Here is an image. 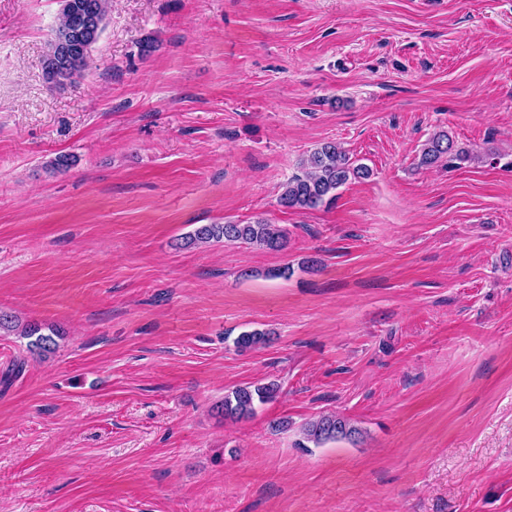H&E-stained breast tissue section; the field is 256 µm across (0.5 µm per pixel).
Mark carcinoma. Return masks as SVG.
<instances>
[{
	"instance_id": "obj_1",
	"label": "carcinoma",
	"mask_w": 512,
	"mask_h": 512,
	"mask_svg": "<svg viewBox=\"0 0 512 512\" xmlns=\"http://www.w3.org/2000/svg\"><path fill=\"white\" fill-rule=\"evenodd\" d=\"M111 0H58V23L52 29L48 48L42 59V72L51 87L72 83L90 68L92 52L105 29ZM94 7L97 24L91 31L70 25L69 15L84 10L86 5ZM471 159L464 148L456 147L452 136L440 131L431 136L421 149L419 164L431 166L443 160L448 166ZM302 174L293 177L284 186L277 203L284 210H311L329 206L336 200V191L349 180L365 178L370 169L364 164H354L346 152L335 142H324L314 149L303 162ZM230 241L256 246L269 251H282L288 244V230L280 224H272L263 218L249 222L227 221L223 224H201L193 233L184 237L183 247H202L213 242ZM49 333H42L38 324H20L18 318L0 311V334L16 333L29 339L27 350L40 357L53 352L55 338L62 335L61 329L50 326ZM272 332L250 330L239 334L236 347L248 350L270 342ZM280 387L274 382L241 386L224 395L218 410L224 418L242 419L255 413L257 406L275 400ZM303 439L320 446L328 441L348 440L356 443L362 437L350 419L336 414H322L301 428Z\"/></svg>"
}]
</instances>
